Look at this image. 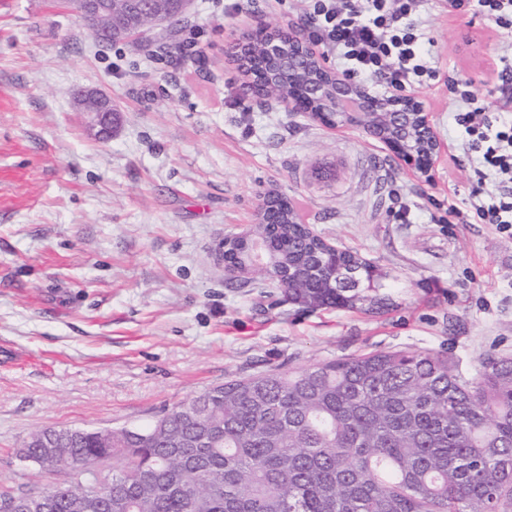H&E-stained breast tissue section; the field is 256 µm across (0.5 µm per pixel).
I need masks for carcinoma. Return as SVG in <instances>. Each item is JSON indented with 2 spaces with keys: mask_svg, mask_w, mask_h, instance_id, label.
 <instances>
[{
  "mask_svg": "<svg viewBox=\"0 0 512 512\" xmlns=\"http://www.w3.org/2000/svg\"><path fill=\"white\" fill-rule=\"evenodd\" d=\"M269 238L272 270L314 271L296 289L313 307H352L385 287L357 252L330 250L286 206ZM353 271L356 286L320 287ZM206 433V448H175ZM31 456L54 480L42 512H105L97 471L110 460L112 512H512V358L465 378L441 351H376L270 370L185 401L131 432L41 429ZM70 459L74 474L53 467Z\"/></svg>",
  "mask_w": 512,
  "mask_h": 512,
  "instance_id": "obj_1",
  "label": "carcinoma"
}]
</instances>
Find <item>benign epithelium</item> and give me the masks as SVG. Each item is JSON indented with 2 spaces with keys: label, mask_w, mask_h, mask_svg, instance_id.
Masks as SVG:
<instances>
[{
  "label": "benign epithelium",
  "mask_w": 512,
  "mask_h": 512,
  "mask_svg": "<svg viewBox=\"0 0 512 512\" xmlns=\"http://www.w3.org/2000/svg\"><path fill=\"white\" fill-rule=\"evenodd\" d=\"M193 2L178 0L177 11L172 12L164 0H154L151 3L153 14L143 17L138 23L137 12L134 11L127 26L113 20L116 6L112 0H74V8L93 24V31L104 33L105 40L110 42L125 39L131 34L141 38L151 29L172 26L191 11ZM287 40L288 55L285 56L280 36L269 26L260 24L238 39L233 47V60L245 68V51L249 45H265L267 57L272 62L288 60V77L306 76L309 79L308 97L290 95L284 99L288 110L303 112L322 123L326 122L324 114L332 112L336 122L358 125L366 134L380 139L418 173L425 175L429 172L440 151V142L419 97L382 94L328 69L300 27L288 32ZM275 74L277 71L273 69L246 73L242 81L244 95L257 96L262 86L273 82ZM72 103L75 111L91 116L88 130L93 136L107 139L112 135L119 110L109 94L97 89L78 88L72 94ZM281 200V195L275 192L265 196L258 208L256 223L271 224L270 214ZM250 272L271 276L288 297H295L293 288L298 286L299 280L273 273L262 253L252 257ZM42 509L39 498L21 495L9 505L8 512H40Z\"/></svg>",
  "instance_id": "7a95c632"
}]
</instances>
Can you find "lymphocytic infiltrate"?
<instances>
[{
    "instance_id": "1",
    "label": "lymphocytic infiltrate",
    "mask_w": 512,
    "mask_h": 512,
    "mask_svg": "<svg viewBox=\"0 0 512 512\" xmlns=\"http://www.w3.org/2000/svg\"><path fill=\"white\" fill-rule=\"evenodd\" d=\"M423 0H306L313 22L308 38L334 57L343 75L379 80L383 91H412L436 76L430 66L431 44L417 13ZM449 90L462 106L454 121L462 131L461 148L475 157L478 179L501 178L499 192L474 205L472 212L449 207L459 223L477 218L500 228L512 227V120L500 108L479 105L470 80L457 78Z\"/></svg>"
}]
</instances>
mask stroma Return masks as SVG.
<instances>
[{"instance_id":"1","label":"stroma","mask_w":512,"mask_h":512,"mask_svg":"<svg viewBox=\"0 0 512 512\" xmlns=\"http://www.w3.org/2000/svg\"><path fill=\"white\" fill-rule=\"evenodd\" d=\"M431 86L416 89L441 152L430 176L359 127L244 97L243 33L304 21L301 0H195L166 39L99 43L60 0H0V486L50 475L16 453L43 428L142 426L224 381L376 350L448 352L462 375L512 357V234L448 224L469 210L448 90L499 100L505 36L426 0ZM79 87L121 110L109 141ZM276 192L327 242L383 275L390 306L313 308L267 277L226 284L219 242Z\"/></svg>"}]
</instances>
